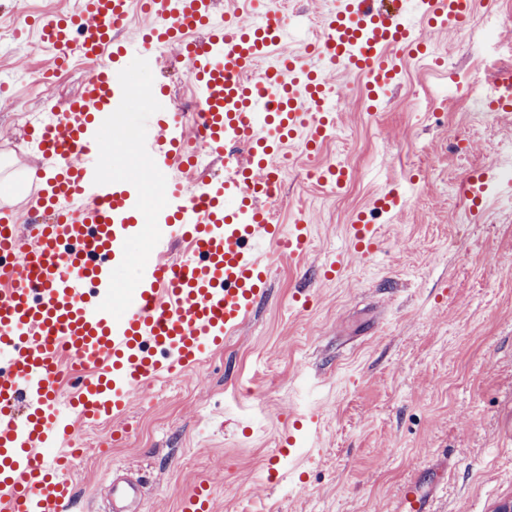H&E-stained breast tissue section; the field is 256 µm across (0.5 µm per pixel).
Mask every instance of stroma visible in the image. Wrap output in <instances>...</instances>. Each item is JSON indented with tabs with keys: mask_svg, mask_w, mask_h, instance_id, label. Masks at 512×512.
Listing matches in <instances>:
<instances>
[{
	"mask_svg": "<svg viewBox=\"0 0 512 512\" xmlns=\"http://www.w3.org/2000/svg\"><path fill=\"white\" fill-rule=\"evenodd\" d=\"M335 7L294 0L288 49L300 50L311 21ZM489 13L493 39L438 32L445 65L432 71L401 60L375 112L361 103L363 78L329 72L343 102L339 136L312 158L292 145L282 175L280 221L305 215L309 253L272 256L265 297L223 348L133 395L124 416L78 424L86 450L71 475L81 491L72 512H108L115 471L143 482L138 512H181L204 481L213 512H392L403 484L423 470L440 478L433 512H495L512 500V200L493 197L482 217L461 224L462 202L451 191L489 162L492 144L512 141V111H473L475 66L512 59V0H486L473 29ZM53 59L36 38H0V168L20 186L4 198L12 206L30 197L29 172H47L27 134L30 119L63 105L89 74L71 65L34 94L18 82ZM138 75L168 90L193 134L197 105L178 49ZM148 109L131 98L112 115L101 171H119L158 210L166 194L143 182L151 164L139 151ZM329 161L354 175L342 192L307 178ZM393 187L405 190L404 206L377 212L375 199ZM361 211L381 238L369 261L350 254L346 237ZM336 260L337 277L324 279ZM301 292L311 296L308 307L293 301ZM314 409L319 455L282 459L284 480L268 484V457L296 416Z\"/></svg>",
	"mask_w": 512,
	"mask_h": 512,
	"instance_id": "35a3bbf8",
	"label": "stroma"
}]
</instances>
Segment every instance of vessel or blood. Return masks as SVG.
I'll return each mask as SVG.
<instances>
[{"instance_id": "obj_1", "label": "vessel or blood", "mask_w": 512, "mask_h": 512, "mask_svg": "<svg viewBox=\"0 0 512 512\" xmlns=\"http://www.w3.org/2000/svg\"><path fill=\"white\" fill-rule=\"evenodd\" d=\"M214 21L213 0H78L75 12L38 22L46 47H68L95 68L78 93L29 133L51 168L27 207L29 225L0 205V512H71L70 472L83 455L73 421L123 414L131 396L199 363L248 318L270 275L268 251L304 257L310 226L274 223L266 200L287 160L283 147L300 141L314 154L335 119V89L301 58L279 54L287 24L277 0H240ZM148 21L141 43L121 40L133 10ZM475 0H421L420 27L385 17L372 0H347L323 22L317 51L331 69L355 70L389 84L396 55L420 33L461 28ZM178 46L198 103L195 137L181 113L167 109L163 90L150 86L154 129L140 148L153 173L185 172L192 139L225 158L231 146L249 158L223 181L187 190L171 178L166 233L150 256L138 258L133 301L118 308L113 263L128 255V235L143 215L126 190L104 180L98 156L109 113L121 111L136 74L125 59L148 48ZM268 60L257 70L260 60ZM468 198L512 197V159L467 175ZM346 235L355 254L371 259L375 225L356 221ZM187 249L172 257L176 242ZM79 385L59 398L65 376ZM112 512H137L141 491L124 476L109 487ZM421 478L404 485L394 512H431ZM212 488L200 483L184 512H211Z\"/></svg>"}]
</instances>
